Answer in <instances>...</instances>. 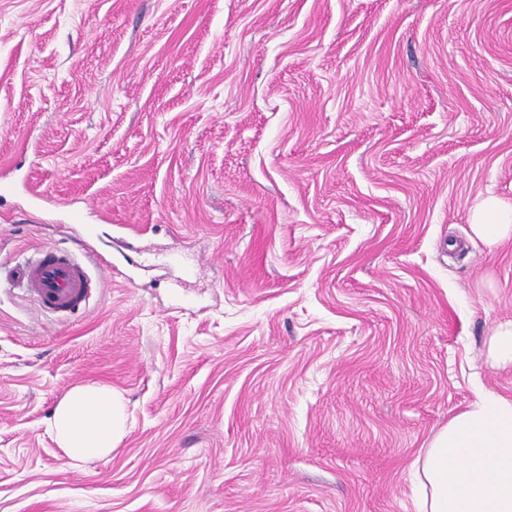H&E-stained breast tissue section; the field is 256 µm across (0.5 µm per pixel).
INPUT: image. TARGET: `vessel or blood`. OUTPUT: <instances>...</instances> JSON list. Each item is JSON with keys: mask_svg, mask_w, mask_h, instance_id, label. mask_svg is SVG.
Returning a JSON list of instances; mask_svg holds the SVG:
<instances>
[{"mask_svg": "<svg viewBox=\"0 0 512 512\" xmlns=\"http://www.w3.org/2000/svg\"><path fill=\"white\" fill-rule=\"evenodd\" d=\"M12 276L41 308L63 315L85 309L93 292L87 267L70 253L52 247L18 264Z\"/></svg>", "mask_w": 512, "mask_h": 512, "instance_id": "obj_1", "label": "vessel or blood"}]
</instances>
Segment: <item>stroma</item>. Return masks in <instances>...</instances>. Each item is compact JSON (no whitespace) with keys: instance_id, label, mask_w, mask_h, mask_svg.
I'll return each instance as SVG.
<instances>
[{"instance_id":"1","label":"stroma","mask_w":512,"mask_h":512,"mask_svg":"<svg viewBox=\"0 0 512 512\" xmlns=\"http://www.w3.org/2000/svg\"><path fill=\"white\" fill-rule=\"evenodd\" d=\"M0 512H416L512 320V0H0ZM91 224L93 235L83 226ZM113 260L86 309L14 288ZM111 384L74 467L49 421ZM471 230L489 245L512 239V205L493 196L484 198L472 212ZM12 276L41 308L63 315L85 309L94 290L87 267L70 253L52 247L18 264ZM129 414L123 395L103 384L72 387L50 419L53 440L73 464L102 458L127 432Z\"/></svg>"}]
</instances>
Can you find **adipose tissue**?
<instances>
[{"mask_svg": "<svg viewBox=\"0 0 512 512\" xmlns=\"http://www.w3.org/2000/svg\"><path fill=\"white\" fill-rule=\"evenodd\" d=\"M471 230L490 245L512 239V205L484 198L472 212ZM128 420L119 391L79 384L56 406L50 429L64 456L79 465L110 454ZM414 468L420 512H512V398L481 390L433 434Z\"/></svg>", "mask_w": 512, "mask_h": 512, "instance_id": "1", "label": "adipose tissue"}]
</instances>
